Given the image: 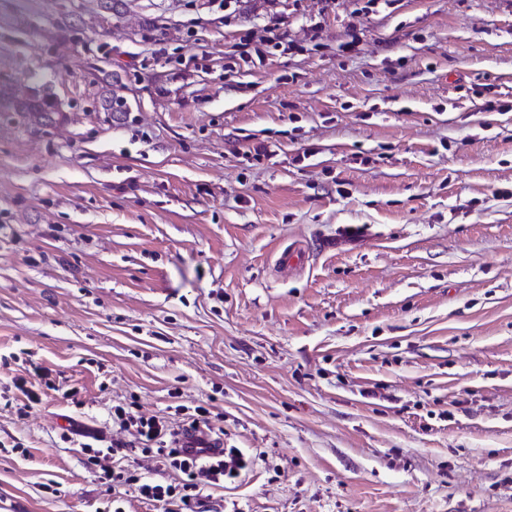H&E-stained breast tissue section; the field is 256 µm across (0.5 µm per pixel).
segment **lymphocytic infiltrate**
Listing matches in <instances>:
<instances>
[{"label":"lymphocytic infiltrate","mask_w":512,"mask_h":512,"mask_svg":"<svg viewBox=\"0 0 512 512\" xmlns=\"http://www.w3.org/2000/svg\"><path fill=\"white\" fill-rule=\"evenodd\" d=\"M209 415V409L200 405L191 417L174 424L163 417H147L129 409L116 408L112 422L120 429L131 430V441H115L104 448L84 444L86 465L98 470L109 490L128 487L146 500L163 504L177 501L181 504L182 512H199L205 486L223 485L225 479L234 478L250 464L249 457L237 448H227L215 455L209 454L204 448L193 452L188 450L185 438L191 432L204 433L211 440L220 441L222 432L211 425ZM130 448L153 456L162 470L178 471L180 482L174 485L164 479L147 480L125 467L115 470L102 466V459Z\"/></svg>","instance_id":"f902f5d3"}]
</instances>
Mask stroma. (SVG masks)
I'll return each instance as SVG.
<instances>
[{"instance_id": "1", "label": "stroma", "mask_w": 512, "mask_h": 512, "mask_svg": "<svg viewBox=\"0 0 512 512\" xmlns=\"http://www.w3.org/2000/svg\"><path fill=\"white\" fill-rule=\"evenodd\" d=\"M106 3L0 0V512H179L82 445L204 402L205 512H512V0ZM2 105L12 112H24L31 121L42 125L53 122L61 112L58 101L44 88L26 92L0 88V109Z\"/></svg>"}]
</instances>
